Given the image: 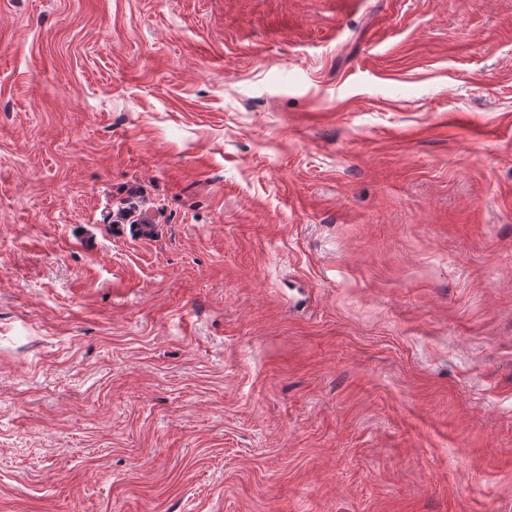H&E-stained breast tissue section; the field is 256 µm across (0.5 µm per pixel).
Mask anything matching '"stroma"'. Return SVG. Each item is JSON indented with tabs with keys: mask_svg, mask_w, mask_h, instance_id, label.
Wrapping results in <instances>:
<instances>
[{
	"mask_svg": "<svg viewBox=\"0 0 512 512\" xmlns=\"http://www.w3.org/2000/svg\"><path fill=\"white\" fill-rule=\"evenodd\" d=\"M0 512H512V0H0ZM141 200L147 208L152 206L148 202L144 188L141 185L135 184L127 190V195L116 198L112 203V224H136L133 226L140 235L145 236L150 234L154 226L147 224L145 220V213L141 212L139 206L134 200ZM116 218V219H114Z\"/></svg>",
	"mask_w": 512,
	"mask_h": 512,
	"instance_id": "1",
	"label": "stroma"
}]
</instances>
